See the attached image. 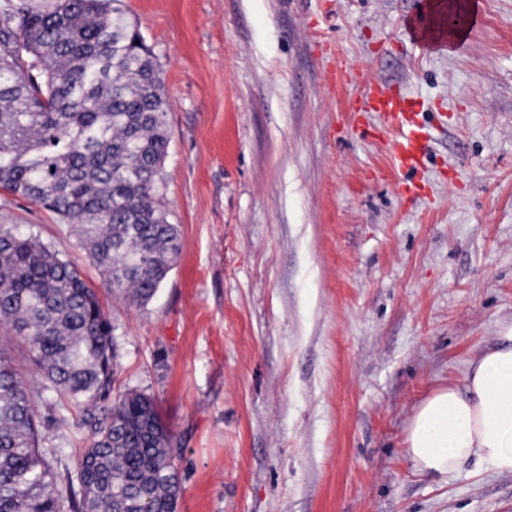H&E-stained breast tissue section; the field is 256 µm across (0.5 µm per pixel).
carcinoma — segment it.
<instances>
[{"mask_svg": "<svg viewBox=\"0 0 512 512\" xmlns=\"http://www.w3.org/2000/svg\"><path fill=\"white\" fill-rule=\"evenodd\" d=\"M168 100L120 0L13 5L0 18V188L72 225L109 288L148 303L181 253L159 204ZM0 325L42 390L78 409L112 386V325L94 289L30 229L0 225ZM74 472L42 446L34 397L0 343V512H175L172 432L156 398L118 394Z\"/></svg>", "mask_w": 512, "mask_h": 512, "instance_id": "carcinoma-1", "label": "carcinoma"}]
</instances>
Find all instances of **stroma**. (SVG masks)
I'll list each match as a JSON object with an SVG mask.
<instances>
[{
	"instance_id": "35a3bbf8",
	"label": "stroma",
	"mask_w": 512,
	"mask_h": 512,
	"mask_svg": "<svg viewBox=\"0 0 512 512\" xmlns=\"http://www.w3.org/2000/svg\"><path fill=\"white\" fill-rule=\"evenodd\" d=\"M419 0H123L169 99L159 197L182 252L156 296L106 287L71 227L0 189L94 288L113 391L154 395L177 512H512V473L418 472L406 432L512 325V0H481L455 50L403 21ZM423 104L432 149L407 201L377 115L336 116V61ZM45 445L74 465L84 410L44 393Z\"/></svg>"
}]
</instances>
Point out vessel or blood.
Instances as JSON below:
<instances>
[{"label":"vessel or blood","mask_w":512,"mask_h":512,"mask_svg":"<svg viewBox=\"0 0 512 512\" xmlns=\"http://www.w3.org/2000/svg\"><path fill=\"white\" fill-rule=\"evenodd\" d=\"M480 17L478 0H471L464 21L444 28L433 22L428 0L420 12L408 15L405 26L419 46L425 49H455L465 41L468 26ZM360 86L362 97L354 108V117L376 113L389 132L391 161L394 170L412 174L425 164L431 151V135L421 119V106L405 89L379 81L367 72L335 64L328 71L327 85L337 88L340 78Z\"/></svg>","instance_id":"obj_1"}]
</instances>
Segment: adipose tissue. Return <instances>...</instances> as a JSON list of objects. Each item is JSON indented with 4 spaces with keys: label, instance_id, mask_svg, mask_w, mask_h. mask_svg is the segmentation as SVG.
Segmentation results:
<instances>
[{
    "label": "adipose tissue",
    "instance_id": "obj_1",
    "mask_svg": "<svg viewBox=\"0 0 512 512\" xmlns=\"http://www.w3.org/2000/svg\"><path fill=\"white\" fill-rule=\"evenodd\" d=\"M465 389L424 397L407 427V451L422 473L445 477L469 461L512 473V327L471 362Z\"/></svg>",
    "mask_w": 512,
    "mask_h": 512
}]
</instances>
